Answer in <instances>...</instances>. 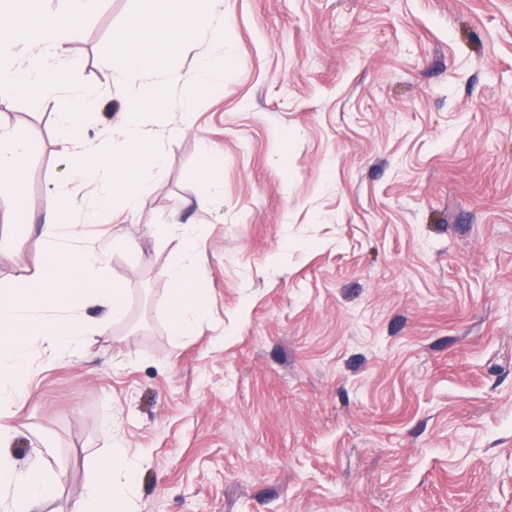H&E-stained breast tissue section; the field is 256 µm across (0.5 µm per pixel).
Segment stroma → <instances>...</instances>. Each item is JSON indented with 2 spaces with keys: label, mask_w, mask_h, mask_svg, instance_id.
Listing matches in <instances>:
<instances>
[{
  "label": "stroma",
  "mask_w": 512,
  "mask_h": 512,
  "mask_svg": "<svg viewBox=\"0 0 512 512\" xmlns=\"http://www.w3.org/2000/svg\"><path fill=\"white\" fill-rule=\"evenodd\" d=\"M135 4L82 22L58 95L0 96L32 143L0 287L44 267L53 206L108 247L126 306L85 305L78 354L30 343L11 451L48 439L57 474L32 512H72L116 439L144 459L141 512H512V0H224L220 87L188 121L170 89L142 208L96 210L59 122L92 85L111 135L106 48ZM158 224L202 228L208 300L179 339L183 247Z\"/></svg>",
  "instance_id": "obj_1"
}]
</instances>
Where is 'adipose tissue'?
Instances as JSON below:
<instances>
[{
  "label": "adipose tissue",
  "mask_w": 512,
  "mask_h": 512,
  "mask_svg": "<svg viewBox=\"0 0 512 512\" xmlns=\"http://www.w3.org/2000/svg\"><path fill=\"white\" fill-rule=\"evenodd\" d=\"M100 0H61L60 8L32 23L22 22L15 11L0 12V91L13 96H26L39 90L41 97L53 94L61 85L59 65L65 44L80 32L82 20L94 12ZM22 43L41 46V53L31 55L23 64H16L14 50ZM27 140L0 131V194H14L15 176L28 161ZM159 233L173 234L186 253L178 264L165 270L173 285L170 297V332L174 337L186 335L195 316L206 302L201 286V273L192 251L201 235L199 225H161ZM142 459L126 453L121 444L112 448V464L91 481L87 493L73 512H139L136 500L135 475Z\"/></svg>",
  "instance_id": "1"
}]
</instances>
